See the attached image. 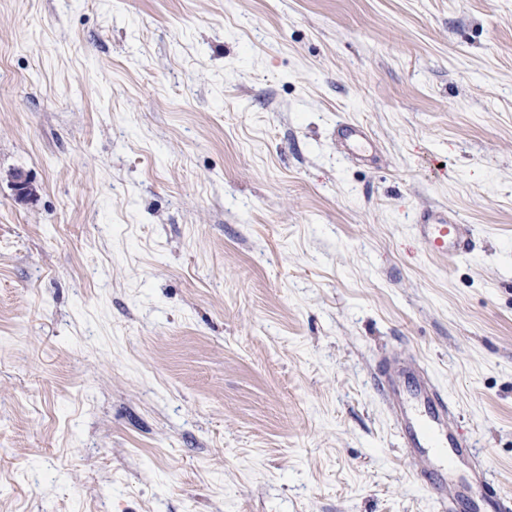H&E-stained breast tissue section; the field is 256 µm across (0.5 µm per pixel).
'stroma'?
I'll return each instance as SVG.
<instances>
[{
    "instance_id": "35a3bbf8",
    "label": "stroma",
    "mask_w": 512,
    "mask_h": 512,
    "mask_svg": "<svg viewBox=\"0 0 512 512\" xmlns=\"http://www.w3.org/2000/svg\"><path fill=\"white\" fill-rule=\"evenodd\" d=\"M397 354L512 488V0H0V512H438ZM336 138L349 155L358 159L365 158L368 153L377 149V140L369 130L347 120L336 124ZM415 224L431 257L442 258L448 254L467 257L473 250L471 226L461 224L448 209L424 207L418 212Z\"/></svg>"
}]
</instances>
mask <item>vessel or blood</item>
Instances as JSON below:
<instances>
[{
	"label": "vessel or blood",
	"mask_w": 512,
	"mask_h": 512,
	"mask_svg": "<svg viewBox=\"0 0 512 512\" xmlns=\"http://www.w3.org/2000/svg\"><path fill=\"white\" fill-rule=\"evenodd\" d=\"M336 137L349 155L359 159L377 148L369 130L346 120L337 123ZM415 224L431 257H465L473 249L472 229L455 213L425 207ZM379 369L381 389L406 459L414 476L432 487L444 512H512V492L490 482L484 468L475 469L465 482L452 478V466L473 457L474 450L454 430L448 397L430 371L399 356L382 360Z\"/></svg>",
	"instance_id": "vessel-or-blood-1"
}]
</instances>
